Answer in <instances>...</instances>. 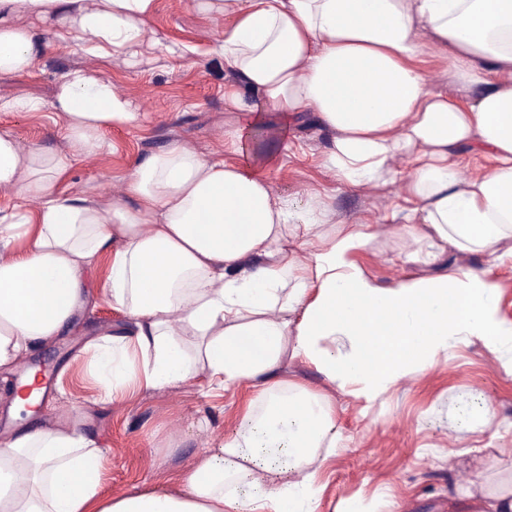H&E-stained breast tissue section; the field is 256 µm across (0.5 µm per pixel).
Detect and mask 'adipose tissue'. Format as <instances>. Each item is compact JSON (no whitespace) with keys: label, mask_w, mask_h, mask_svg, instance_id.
Returning a JSON list of instances; mask_svg holds the SVG:
<instances>
[{"label":"adipose tissue","mask_w":512,"mask_h":512,"mask_svg":"<svg viewBox=\"0 0 512 512\" xmlns=\"http://www.w3.org/2000/svg\"><path fill=\"white\" fill-rule=\"evenodd\" d=\"M224 28L210 46L235 79L283 115L316 113L330 134L324 164L339 183L384 185L408 159L406 184L425 238L485 254L489 268L449 269L379 285L354 257L374 239L334 225L318 195L274 196L278 153L249 158L250 126L229 131L234 161L173 143L137 164L122 200L61 187L78 163L104 152L105 130L142 115L111 80L77 69L53 103L0 98V112H53L60 150L23 146L0 127V373L19 371L35 405L44 390L26 361L88 302L86 274L108 260L124 334L90 342L101 401L187 382L210 390L248 384L257 404L239 432L208 444L180 488L103 497L105 451L75 429L44 423L0 443V512H318L320 477L336 456L325 395L276 373L315 366L332 388L371 403L478 340L512 376V323L500 316L493 267L512 260V0H190ZM157 0H0V73L30 71L29 21L56 24L91 58L168 64L192 54L148 25ZM441 61L448 93L431 92L418 66ZM469 146L488 171L460 176L451 158ZM34 198L36 211L24 202ZM300 240L298 248L289 237Z\"/></svg>","instance_id":"1"}]
</instances>
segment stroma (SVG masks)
Masks as SVG:
<instances>
[{"instance_id":"1","label":"stroma","mask_w":512,"mask_h":512,"mask_svg":"<svg viewBox=\"0 0 512 512\" xmlns=\"http://www.w3.org/2000/svg\"><path fill=\"white\" fill-rule=\"evenodd\" d=\"M151 27L169 41L196 47V55L169 66L126 67L109 56L88 58L78 40H59L53 29L35 24L43 44L35 66L23 74H0V97H38L52 101L63 75L89 67L110 78L146 115L140 128L114 127L104 133L105 151L93 163L76 166L64 186L78 185L104 198H121L126 175L152 153L171 143H184L201 154L224 152V135L241 114L226 108L224 88L233 78L222 59L208 55L221 32L222 20L192 11L188 0H159ZM259 107L252 129L255 147L278 149L269 132L285 127L289 150L272 172L275 195L305 202L319 193L340 224H371L381 231L355 261L383 286L409 277L437 276L455 267L466 271L488 267L483 254L446 247L432 264L421 258L429 249L406 231L417 224L418 203L404 187L408 160L398 164L399 178L384 186L364 188L337 183L322 162L329 135L312 112L292 118ZM0 125L12 128L24 146L63 147L61 127L48 112H0ZM98 294L93 309L76 319L88 334L114 331L127 322L107 293L105 272L87 274ZM30 363H44L47 389L29 418L7 422L5 412L15 379L0 375V441L44 421H60L95 437L107 450L102 491L117 495L133 487L173 484L178 472L199 456L207 442L233 435L240 415L254 397L240 387L206 396L207 378L162 392L144 391L103 403L89 373L90 357L82 343L64 331L54 344L35 350ZM336 430L346 449L333 458L324 478L320 512H339L341 505L374 500L378 488L389 487L403 512H478L477 498L462 491L472 480L490 491L512 477V376L495 354L479 341L451 349L447 362L407 387H394L367 404L348 393L328 391ZM483 431H474L478 421ZM181 433L169 441L171 424Z\"/></svg>"}]
</instances>
